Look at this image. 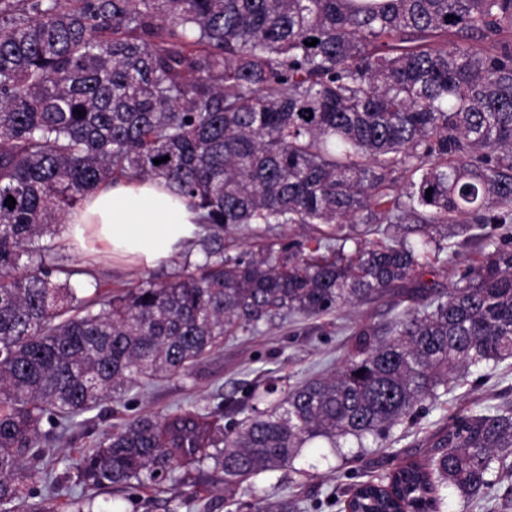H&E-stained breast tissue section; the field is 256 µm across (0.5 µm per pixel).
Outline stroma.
<instances>
[{
	"mask_svg": "<svg viewBox=\"0 0 512 512\" xmlns=\"http://www.w3.org/2000/svg\"><path fill=\"white\" fill-rule=\"evenodd\" d=\"M315 226L303 228L275 224L269 229L240 226L225 232L224 246L229 254L250 252L258 246L280 251L307 245L315 236ZM447 264L424 274L432 288L447 289L457 280L459 271L478 256L481 241L466 234L449 235ZM95 265L105 288H121L152 275L161 277L179 272V265L168 262L155 269L138 267L109 255H97ZM396 315L388 300L313 318L294 317L275 325L261 326L256 332H242L226 340L219 353L204 358L186 375L160 379L144 387H135L124 396L125 406L113 413L105 403L84 414V426L72 428L54 440L60 464L58 472L67 475V464L88 447L96 435L124 419L138 415L172 414L187 409L214 412L222 409L227 395L242 396L249 384H263L272 379L295 384L328 372L341 361L351 329L368 323L386 329ZM512 403V359L493 369L475 370L463 385L456 387L440 403L428 405L416 424L394 429L390 448L372 447L359 451L346 445L343 455L323 456L321 449L309 447L296 460L291 473L276 471L253 479V495L276 498L296 494L307 498L308 512H340V502L347 488L385 474L399 464L425 460L432 450L430 442L454 413L475 404ZM316 467L309 480L299 479L298 469ZM96 512H168L171 498H179V512H198L200 502L213 506L212 512H225L224 482L210 467L178 470L175 481L163 489L107 486L94 490Z\"/></svg>",
	"mask_w": 512,
	"mask_h": 512,
	"instance_id": "35a3bbf8",
	"label": "stroma"
}]
</instances>
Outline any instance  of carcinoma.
Masks as SVG:
<instances>
[{"instance_id": "1", "label": "carcinoma", "mask_w": 512, "mask_h": 512, "mask_svg": "<svg viewBox=\"0 0 512 512\" xmlns=\"http://www.w3.org/2000/svg\"><path fill=\"white\" fill-rule=\"evenodd\" d=\"M119 175L165 179L205 234L172 278L114 293L94 263L58 265L55 237ZM242 224H376L382 238L224 253L220 232ZM447 224L478 230L480 259L444 291L413 287L448 262ZM508 224L512 0H0V512H83L80 496L58 503L44 441L132 383L187 374L240 330L402 294L418 306L385 337L355 326L333 373L224 398L242 416L233 431L196 410L104 430L76 484L154 489L210 462L231 498L297 471L318 440L334 454L350 439L381 446L449 382L512 358ZM75 275L93 293L78 295ZM431 447L354 487L342 512H437L448 487L488 494L512 476V406L449 417ZM304 510L287 494L236 503Z\"/></svg>"}]
</instances>
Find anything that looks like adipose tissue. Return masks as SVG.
<instances>
[{
	"instance_id": "1",
	"label": "adipose tissue",
	"mask_w": 512,
	"mask_h": 512,
	"mask_svg": "<svg viewBox=\"0 0 512 512\" xmlns=\"http://www.w3.org/2000/svg\"><path fill=\"white\" fill-rule=\"evenodd\" d=\"M197 218L164 180L122 179L70 210L62 238L78 250L152 268L167 263L202 235Z\"/></svg>"
}]
</instances>
